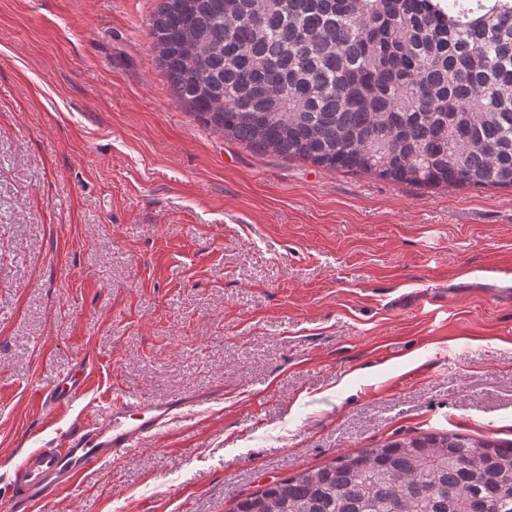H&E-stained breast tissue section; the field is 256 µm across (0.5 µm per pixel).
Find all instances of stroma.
<instances>
[{
    "mask_svg": "<svg viewBox=\"0 0 512 512\" xmlns=\"http://www.w3.org/2000/svg\"><path fill=\"white\" fill-rule=\"evenodd\" d=\"M158 0H0V498L112 394L195 398L42 512H231L429 431L512 442V189L417 187L225 138ZM84 397L30 388L76 364Z\"/></svg>",
    "mask_w": 512,
    "mask_h": 512,
    "instance_id": "stroma-1",
    "label": "stroma"
}]
</instances>
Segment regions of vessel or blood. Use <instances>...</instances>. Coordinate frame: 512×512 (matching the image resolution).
Instances as JSON below:
<instances>
[{"label":"vessel or blood","instance_id":"obj_1","mask_svg":"<svg viewBox=\"0 0 512 512\" xmlns=\"http://www.w3.org/2000/svg\"><path fill=\"white\" fill-rule=\"evenodd\" d=\"M89 374L77 367L48 389L37 390L42 401L58 405L82 395ZM182 415V406L174 401H135L112 396L102 421L74 422L60 432L51 447L37 448L18 464L12 480L9 501H0V512H14L17 504L46 505L85 476L102 460H117L128 450L169 427Z\"/></svg>","mask_w":512,"mask_h":512}]
</instances>
